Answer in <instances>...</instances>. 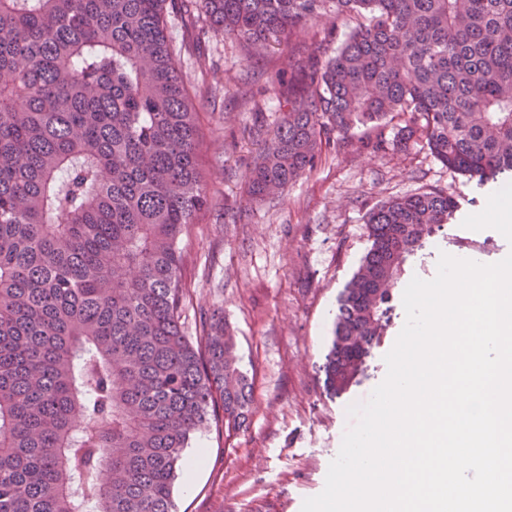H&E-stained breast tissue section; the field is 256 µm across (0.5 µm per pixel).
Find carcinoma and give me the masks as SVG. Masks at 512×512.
Returning a JSON list of instances; mask_svg holds the SVG:
<instances>
[{
    "mask_svg": "<svg viewBox=\"0 0 512 512\" xmlns=\"http://www.w3.org/2000/svg\"><path fill=\"white\" fill-rule=\"evenodd\" d=\"M176 0H0V512H176L183 452L252 414L224 318L182 329L180 243L207 203L196 108L167 35ZM251 50L326 13L288 110L257 121L246 185L282 192L324 151L402 148L512 176V0H197ZM428 190L368 213L323 366L335 397L365 376L409 258L457 211Z\"/></svg>",
    "mask_w": 512,
    "mask_h": 512,
    "instance_id": "obj_1",
    "label": "carcinoma"
}]
</instances>
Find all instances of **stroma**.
<instances>
[{"label": "stroma", "mask_w": 512, "mask_h": 512, "mask_svg": "<svg viewBox=\"0 0 512 512\" xmlns=\"http://www.w3.org/2000/svg\"><path fill=\"white\" fill-rule=\"evenodd\" d=\"M332 23L329 16L310 21L293 38L295 52L248 56L207 18L189 25L180 10L168 13V38L199 112L198 164L207 189V205L182 241V326L193 338L204 317L224 316L255 398L241 430L228 435L213 425L193 438L192 448L205 449L206 459L193 483L177 478V512H301L304 499L322 492L351 423L347 409L385 379L384 357L406 321L398 287L396 318L373 351L368 377L342 397L326 395L321 367L341 293L370 246V209L431 188L457 200L456 218L433 238L429 256L411 260L412 275L423 279L435 276L441 254L458 256L460 240L475 243L485 264L512 252V235L501 225L471 219L499 185H478L411 141L394 154L326 152L284 193L249 202L245 181L258 149L248 130L258 120L274 125L287 109L268 76L296 72L313 50L312 32ZM228 212L241 213V221L225 220Z\"/></svg>", "instance_id": "obj_1"}]
</instances>
